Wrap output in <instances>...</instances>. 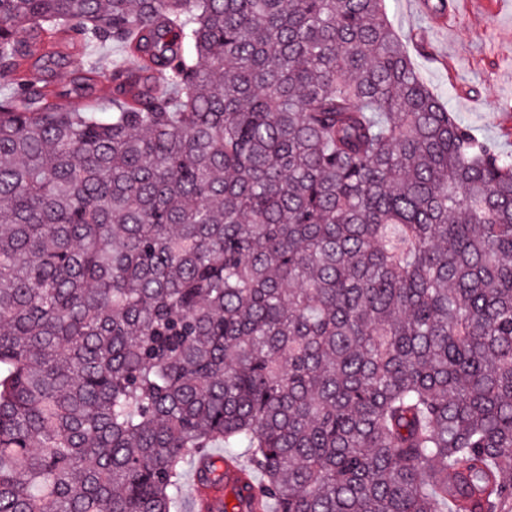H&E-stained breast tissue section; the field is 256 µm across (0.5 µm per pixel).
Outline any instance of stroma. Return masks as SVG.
I'll return each mask as SVG.
<instances>
[{"label":"stroma","instance_id":"35a3bbf8","mask_svg":"<svg viewBox=\"0 0 512 512\" xmlns=\"http://www.w3.org/2000/svg\"><path fill=\"white\" fill-rule=\"evenodd\" d=\"M387 16L400 37H418L433 56H415L416 70L450 112L477 137L512 152V127L501 102H512V0H459L455 22L429 23L420 0H387ZM477 87L480 100L466 90Z\"/></svg>","mask_w":512,"mask_h":512}]
</instances>
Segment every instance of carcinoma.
Here are the masks:
<instances>
[{
  "label": "carcinoma",
  "instance_id": "obj_1",
  "mask_svg": "<svg viewBox=\"0 0 512 512\" xmlns=\"http://www.w3.org/2000/svg\"><path fill=\"white\" fill-rule=\"evenodd\" d=\"M385 2L0 0V512H181L216 443L265 510L512 512V155Z\"/></svg>",
  "mask_w": 512,
  "mask_h": 512
}]
</instances>
